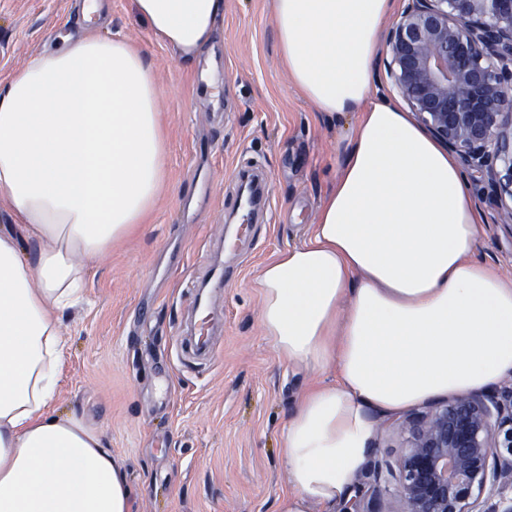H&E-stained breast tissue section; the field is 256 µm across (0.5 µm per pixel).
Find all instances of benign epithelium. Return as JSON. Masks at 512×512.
Returning a JSON list of instances; mask_svg holds the SVG:
<instances>
[{
	"label": "benign epithelium",
	"instance_id": "7a95c632",
	"mask_svg": "<svg viewBox=\"0 0 512 512\" xmlns=\"http://www.w3.org/2000/svg\"><path fill=\"white\" fill-rule=\"evenodd\" d=\"M385 42L391 86L512 229V0H406ZM401 427L405 451L370 458V483L339 512H383L387 496L396 512H512V380Z\"/></svg>",
	"mask_w": 512,
	"mask_h": 512
}]
</instances>
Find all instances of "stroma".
I'll return each mask as SVG.
<instances>
[{
  "mask_svg": "<svg viewBox=\"0 0 512 512\" xmlns=\"http://www.w3.org/2000/svg\"><path fill=\"white\" fill-rule=\"evenodd\" d=\"M72 0H0V79L74 25ZM107 28L141 51L159 90L165 181L144 224L91 263L85 300L65 312L53 413L83 421L125 472L133 512H276L288 488L285 424L309 369L281 356L260 321L255 283L281 250L302 245L336 187L337 144L356 115L328 122L294 87L276 39L273 0H224L212 44L193 65L154 35L133 0H109ZM267 175L250 236L225 251L235 270L214 307L216 359L174 366V336L194 317L206 245L243 215L235 174ZM481 251L512 273V235L481 202Z\"/></svg>",
  "mask_w": 512,
  "mask_h": 512,
  "instance_id": "1",
  "label": "stroma"
}]
</instances>
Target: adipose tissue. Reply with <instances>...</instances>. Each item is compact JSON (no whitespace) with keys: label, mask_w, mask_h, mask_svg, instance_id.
<instances>
[{"label":"adipose tissue","mask_w":512,"mask_h":512,"mask_svg":"<svg viewBox=\"0 0 512 512\" xmlns=\"http://www.w3.org/2000/svg\"><path fill=\"white\" fill-rule=\"evenodd\" d=\"M192 61L224 0H133ZM394 0H274L281 59L316 111L357 114L339 179L307 241L257 281L260 320L289 361L335 365L300 394L282 435L289 489L276 512H336L365 467L376 420L512 376V274L479 258L482 218L456 158L372 69ZM82 34L0 81V512H132L100 438L50 406L60 319L85 269L141 224L165 176L158 91L141 53Z\"/></svg>","instance_id":"adipose-tissue-1"}]
</instances>
